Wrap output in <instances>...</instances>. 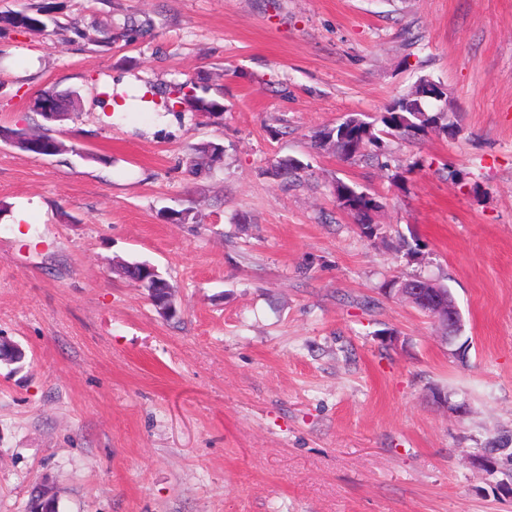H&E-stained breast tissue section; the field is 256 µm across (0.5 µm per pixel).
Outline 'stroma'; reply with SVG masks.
Here are the masks:
<instances>
[{
  "mask_svg": "<svg viewBox=\"0 0 512 512\" xmlns=\"http://www.w3.org/2000/svg\"><path fill=\"white\" fill-rule=\"evenodd\" d=\"M48 2L44 31L0 33V128L64 145L0 141V336L26 352L0 366V512L37 483L59 512H512L466 463L512 437V0ZM131 18L150 36L119 39ZM422 76L455 136L388 138L385 169L317 145ZM186 81L223 111L175 113ZM46 90L79 110L46 123ZM208 143L224 157L193 176ZM340 180L380 202L378 237ZM413 275L452 291L463 358L390 292ZM0 139L11 140L20 150L37 155H41L40 149L46 140H52L57 154L64 147L60 141L45 132H30L26 129H0ZM369 196L376 202L374 213L380 208V204L369 193L343 181H337L336 183V202L338 206L346 211L356 224H359L362 234L371 239L378 235L379 225L375 224L377 226L376 229H372L370 225L374 224V222L373 213L371 217L367 214V209L371 204ZM137 278L136 283L146 284L152 288L153 293L162 295L161 297L151 300V303H153L159 313L170 315L171 305L169 300L173 287L169 282L158 273L155 267L147 264L140 266V272Z\"/></svg>",
  "mask_w": 512,
  "mask_h": 512,
  "instance_id": "1",
  "label": "stroma"
}]
</instances>
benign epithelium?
Segmentation results:
<instances>
[{"mask_svg": "<svg viewBox=\"0 0 512 512\" xmlns=\"http://www.w3.org/2000/svg\"><path fill=\"white\" fill-rule=\"evenodd\" d=\"M138 284H146L157 294V298L151 300L154 307L163 315L171 314L169 303L173 287L164 279L155 267L150 265L140 266ZM434 280L421 278L417 281H398V295L414 307L423 309L426 313L435 317L444 328L443 342L448 344V354L460 355V349L455 347L461 332V313L454 298H445L429 291Z\"/></svg>", "mask_w": 512, "mask_h": 512, "instance_id": "7a95c632", "label": "benign epithelium"}]
</instances>
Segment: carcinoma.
I'll list each match as a JSON object with an SVG mask.
<instances>
[{
  "label": "carcinoma",
  "instance_id": "cac0c4a2",
  "mask_svg": "<svg viewBox=\"0 0 512 512\" xmlns=\"http://www.w3.org/2000/svg\"><path fill=\"white\" fill-rule=\"evenodd\" d=\"M44 27V23L25 12L0 13V31H33ZM181 94L180 102L187 103L196 112H219L223 105L215 99L199 97L196 87L191 83H183L176 87ZM426 86L420 84L415 90L396 97L389 103L379 116L371 121L348 115L341 119L336 126L321 131L317 135L319 143L330 141L336 145V156L350 161L367 157L378 161L385 156V144L382 135L417 136L429 131L448 129L452 122L448 121L445 105L431 106ZM78 95L45 93L38 97L35 108H42L47 102L53 103L58 120L67 119L74 108ZM0 139L12 141L22 151L41 154L42 143L52 141L56 152L63 150V144L51 135L43 132H30L26 129H0ZM224 156V148L219 144H208L199 150V160L191 162L189 172L197 176L202 170L218 163ZM274 169L277 176H288L304 169L303 164L294 158L285 157L276 160ZM336 202L359 224L362 234L367 238L378 235V230L372 228L373 218L367 214L371 204L369 193L343 181L336 182ZM510 438H499L478 448V453L487 456L497 464L492 475H502L498 480L499 486L508 488L512 485V451L509 450ZM29 512H58V499L53 495L43 498L41 490H36L31 497Z\"/></svg>",
  "mask_w": 512,
  "mask_h": 512
}]
</instances>
